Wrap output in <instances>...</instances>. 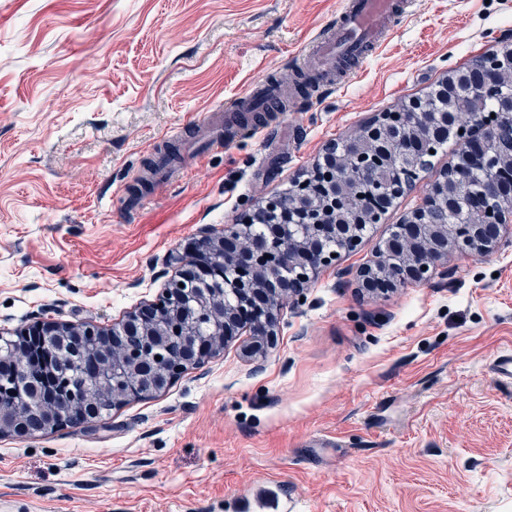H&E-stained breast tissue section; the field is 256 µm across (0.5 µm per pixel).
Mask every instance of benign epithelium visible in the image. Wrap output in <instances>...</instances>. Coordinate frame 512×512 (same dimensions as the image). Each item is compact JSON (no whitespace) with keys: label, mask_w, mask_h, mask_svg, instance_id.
<instances>
[{"label":"benign epithelium","mask_w":512,"mask_h":512,"mask_svg":"<svg viewBox=\"0 0 512 512\" xmlns=\"http://www.w3.org/2000/svg\"><path fill=\"white\" fill-rule=\"evenodd\" d=\"M500 47L487 55L495 68L512 58V35L498 38ZM467 77L461 66L447 76L435 91L453 96ZM426 109V100L413 98L405 110L385 112L363 125L352 153L328 145L303 179L294 182L288 195L267 197L251 223L265 225L259 238H249L247 224H232L210 233L194 247V258L181 263L162 298L130 314L118 328L109 331L94 325L81 327L37 322L13 341L14 356L24 370L37 371L61 361L66 348L79 350L89 359L85 373L103 399L116 407L128 399L156 395L192 364L224 348V338L243 324L253 341L250 352L262 355L276 342L278 302L285 292L300 291L318 270L336 262L325 242L336 238L344 249H355L363 238L356 224H369L384 208L389 196L385 187L359 198L363 178L392 168V152L402 147L409 158L430 148L429 129L448 126V113L429 112L424 126L412 116ZM459 143L451 165L456 177L451 183L431 181L427 196L448 207L466 195L472 207L488 222L469 224L460 216L451 224H426L418 209L401 225L399 235L376 248V260L358 271L362 287L369 292H387L408 284L429 281L451 253L486 256L498 246L502 228L512 223V152H504L490 139H476L475 129L453 125ZM474 173L494 179L498 190L495 207L470 187ZM242 301L224 308L219 293L210 288L217 279ZM135 329L142 346H121L125 331ZM0 433L17 438L30 435L25 416L33 402L46 401L42 408V430H53L82 414L85 424L98 421L92 408L73 395L34 397L1 395Z\"/></svg>","instance_id":"1"}]
</instances>
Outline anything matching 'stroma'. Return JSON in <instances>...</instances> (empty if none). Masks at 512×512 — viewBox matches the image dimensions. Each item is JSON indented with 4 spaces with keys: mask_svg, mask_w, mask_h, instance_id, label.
Listing matches in <instances>:
<instances>
[{
    "mask_svg": "<svg viewBox=\"0 0 512 512\" xmlns=\"http://www.w3.org/2000/svg\"><path fill=\"white\" fill-rule=\"evenodd\" d=\"M342 0H0V336L109 329L157 301L203 229L236 223L324 147L430 91L512 30V0H417L361 72L274 127L189 151L195 114L289 82ZM175 180L136 195L154 142ZM357 249L283 297L277 345L241 330L101 421L0 436L11 512H512V228L487 257L372 294Z\"/></svg>",
    "mask_w": 512,
    "mask_h": 512,
    "instance_id": "obj_1",
    "label": "stroma"
}]
</instances>
